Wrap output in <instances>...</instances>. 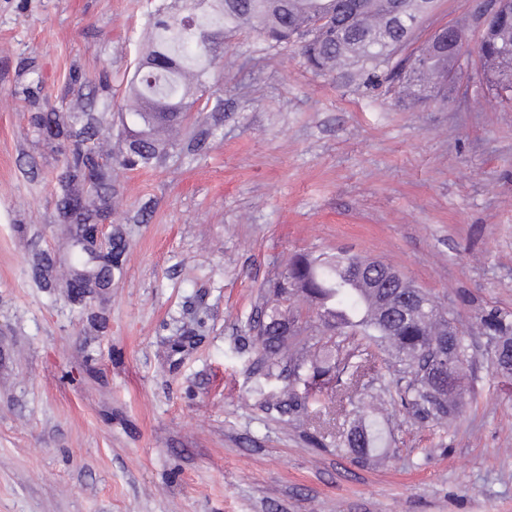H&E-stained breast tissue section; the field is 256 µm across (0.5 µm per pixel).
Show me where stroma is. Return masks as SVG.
<instances>
[{"instance_id":"stroma-1","label":"stroma","mask_w":512,"mask_h":512,"mask_svg":"<svg viewBox=\"0 0 512 512\" xmlns=\"http://www.w3.org/2000/svg\"><path fill=\"white\" fill-rule=\"evenodd\" d=\"M158 0H0V512H512V375L480 317L512 315V102L467 77L398 102L305 67L298 47L224 44L220 110L150 168L112 167L124 263L100 333L34 281L78 144L36 119L76 99L118 141ZM388 264L447 308L464 398L422 420L377 357L352 388L284 412L250 328L294 255ZM381 401L387 445L340 451Z\"/></svg>"}]
</instances>
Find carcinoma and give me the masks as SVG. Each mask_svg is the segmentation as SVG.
Returning a JSON list of instances; mask_svg holds the SVG:
<instances>
[{"mask_svg": "<svg viewBox=\"0 0 512 512\" xmlns=\"http://www.w3.org/2000/svg\"><path fill=\"white\" fill-rule=\"evenodd\" d=\"M497 16L492 28L471 50L482 78L494 90L512 99V0ZM435 0H174L159 5L150 18L151 47L138 62L130 81L125 139L112 148L113 161L122 166L149 167L176 145L180 113L193 108L198 92L208 89L213 68L223 61L224 37L247 28L279 45L300 47L305 63L318 72L334 74L350 84L372 85L398 81L402 102L422 104L447 97L448 82L458 60L440 50L431 38H422L420 21ZM98 118L82 112L54 113L48 122L59 132L79 136ZM92 155L79 152L68 165L62 185L65 195L82 198L74 223L57 228V250L64 260L54 266L41 256L33 259L35 276L51 288L68 293L71 279L93 286L97 282L96 258L81 245L73 224H82L108 203L110 168L99 166ZM366 259L347 253L300 254L294 257L268 291L269 299L256 323L263 326L261 345L267 375L288 361L300 369L299 381L307 388L326 376L354 379V353L345 343L356 339V349L367 356L388 351L406 366L410 379L399 393L403 405L422 418L444 420L455 410L467 345L462 331L437 317V303L416 310L422 301L415 292L409 303L393 290L372 288L363 295L350 287L356 275L348 269ZM297 297L317 310L331 334L321 338L307 333L303 312L293 306ZM497 368L511 373L512 318L489 311L481 319ZM448 340L440 350L451 369L445 374L420 372L421 353ZM384 434L374 421L355 424L345 440L346 450L367 457L383 443Z\"/></svg>", "mask_w": 512, "mask_h": 512, "instance_id": "1", "label": "carcinoma"}]
</instances>
